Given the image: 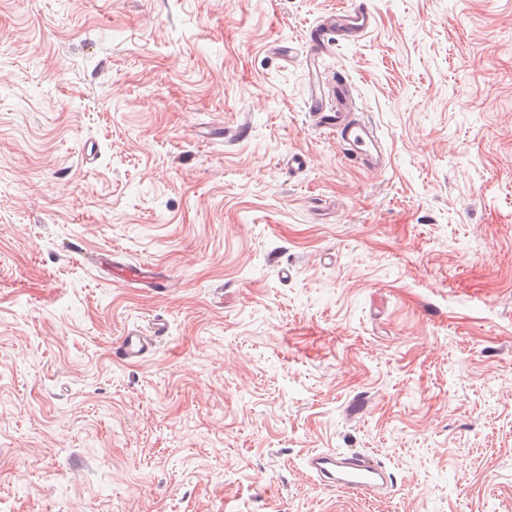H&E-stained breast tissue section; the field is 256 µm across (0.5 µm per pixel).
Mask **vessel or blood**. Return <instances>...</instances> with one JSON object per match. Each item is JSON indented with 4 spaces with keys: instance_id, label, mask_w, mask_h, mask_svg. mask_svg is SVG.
<instances>
[{
    "instance_id": "vessel-or-blood-1",
    "label": "vessel or blood",
    "mask_w": 512,
    "mask_h": 512,
    "mask_svg": "<svg viewBox=\"0 0 512 512\" xmlns=\"http://www.w3.org/2000/svg\"><path fill=\"white\" fill-rule=\"evenodd\" d=\"M372 12L366 0H357L354 7L336 14L327 25L311 28L307 43L314 48L340 40H355L371 26ZM317 123L335 129L347 155L360 166L373 171L382 170L387 161L384 144L377 128L363 116L354 114L344 88L336 90V109L323 112L318 102H311ZM94 265L105 274L117 276L130 286L146 285L156 289L167 286L166 279L156 275L147 265L125 264L114 260L112 254L99 253ZM162 328L153 333L129 332L121 336L112 349L114 358L123 363H139L155 352L162 336ZM306 465L321 485L357 492L378 493L389 486L386 470L364 455L356 453L317 451L312 453Z\"/></svg>"
}]
</instances>
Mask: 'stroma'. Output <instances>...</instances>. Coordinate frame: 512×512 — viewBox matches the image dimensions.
<instances>
[{
	"label": "stroma",
	"instance_id": "stroma-1",
	"mask_svg": "<svg viewBox=\"0 0 512 512\" xmlns=\"http://www.w3.org/2000/svg\"><path fill=\"white\" fill-rule=\"evenodd\" d=\"M354 2L0 0V512H512V0ZM372 12L366 1H356L355 6L336 13L327 25L311 28L306 36L311 49L340 40H355L371 26ZM347 82H337L336 112H311L317 123L336 128L347 155L364 169L380 171L386 166L387 155L377 128L362 115L351 112ZM94 265L105 274L112 275L114 273V276L130 286L147 285L160 292L163 291V288H167V280L156 275L151 266L122 263L114 260L112 252L96 254ZM156 325L152 334L128 332L121 336L112 349L114 358L123 363H139L145 360L155 352L164 331L163 325ZM306 465L323 486L373 493L389 487L390 475L386 470L361 454L316 451L308 457Z\"/></svg>",
	"mask_w": 512,
	"mask_h": 512
}]
</instances>
